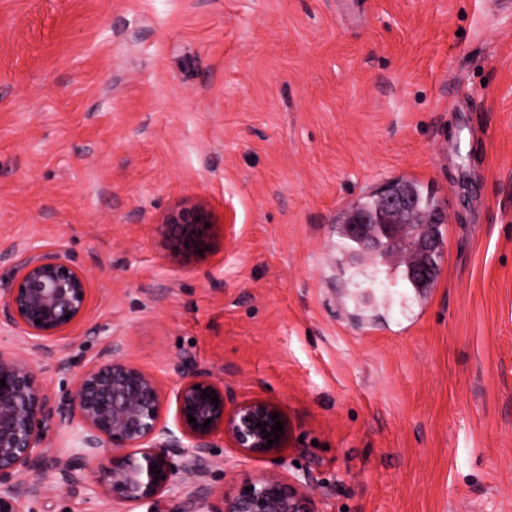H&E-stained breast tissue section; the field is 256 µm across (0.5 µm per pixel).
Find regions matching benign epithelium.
I'll list each match as a JSON object with an SVG mask.
<instances>
[{"label": "benign epithelium", "instance_id": "7a95c632", "mask_svg": "<svg viewBox=\"0 0 512 512\" xmlns=\"http://www.w3.org/2000/svg\"><path fill=\"white\" fill-rule=\"evenodd\" d=\"M380 199L376 210L354 209L346 219L349 236L362 251L386 256L429 247L414 239V225L433 223L434 217L420 216L403 195L383 191ZM214 224L204 203H186L168 213L161 232L175 231L180 250L197 252L208 246ZM89 290V275L66 254L23 249L18 251L10 285L0 289V316L50 361L55 351L48 342L83 319ZM2 378L6 386H0V512H33L31 504L41 489L22 476L37 469L52 468L62 483L74 484L85 478L89 463H97V497L138 505L157 501L179 469L203 477L210 439L218 432L252 457L278 453L288 438V422L278 404L253 399L230 406L224 386L202 374L184 377L174 393L175 428H170L162 415L158 380L128 362L112 344L103 349L94 366L81 373L67 400L58 401L47 393L40 369L20 352L0 349ZM205 390L214 391L220 403L202 398ZM274 413L279 414L284 430L265 449L268 438L262 430L276 425L271 419ZM190 414L196 423L188 422ZM74 422L79 426L77 457L51 454L46 446L49 433ZM258 423L264 428L256 427ZM153 465L161 470L158 480L150 472ZM206 512L314 510L298 486L270 472L243 484L224 499L222 508Z\"/></svg>", "mask_w": 512, "mask_h": 512}]
</instances>
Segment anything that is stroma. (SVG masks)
<instances>
[{
  "label": "stroma",
  "instance_id": "35a3bbf8",
  "mask_svg": "<svg viewBox=\"0 0 512 512\" xmlns=\"http://www.w3.org/2000/svg\"><path fill=\"white\" fill-rule=\"evenodd\" d=\"M441 212L433 286L336 267L388 181ZM218 224L173 258L184 201ZM24 247L91 277L43 380L108 343L175 412L187 372L279 404L277 456L211 439L220 504L275 472L314 512H512V7L491 0H0V287ZM51 469L34 512H192L183 473L125 508Z\"/></svg>",
  "mask_w": 512,
  "mask_h": 512
}]
</instances>
